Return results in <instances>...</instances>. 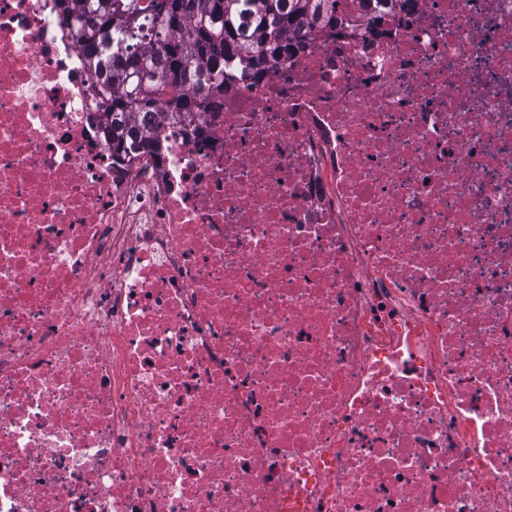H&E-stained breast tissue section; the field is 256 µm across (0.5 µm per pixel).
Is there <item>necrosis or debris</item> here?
<instances>
[{"label": "necrosis or debris", "instance_id": "4bbe7bcc", "mask_svg": "<svg viewBox=\"0 0 512 512\" xmlns=\"http://www.w3.org/2000/svg\"><path fill=\"white\" fill-rule=\"evenodd\" d=\"M112 165L0 0V512H512V0H346Z\"/></svg>", "mask_w": 512, "mask_h": 512}]
</instances>
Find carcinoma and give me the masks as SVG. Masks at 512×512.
I'll return each mask as SVG.
<instances>
[{
    "label": "carcinoma",
    "mask_w": 512,
    "mask_h": 512,
    "mask_svg": "<svg viewBox=\"0 0 512 512\" xmlns=\"http://www.w3.org/2000/svg\"><path fill=\"white\" fill-rule=\"evenodd\" d=\"M56 2L98 70L116 165L141 152L162 151L161 140L136 124V114L164 111L183 119L201 107L195 93L162 98L164 88L191 82L208 96H222L227 66L235 63L258 76L311 43L307 19L330 30L345 21L340 0ZM187 26L191 34L185 38Z\"/></svg>",
    "instance_id": "cac0c4a2"
}]
</instances>
